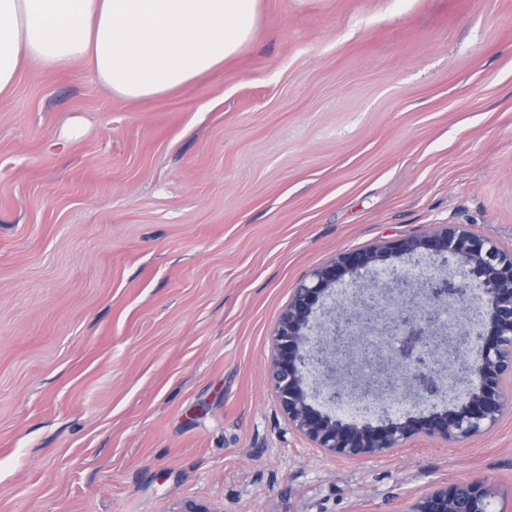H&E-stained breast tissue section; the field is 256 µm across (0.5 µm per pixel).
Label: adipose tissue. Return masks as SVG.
Returning a JSON list of instances; mask_svg holds the SVG:
<instances>
[{
	"mask_svg": "<svg viewBox=\"0 0 512 512\" xmlns=\"http://www.w3.org/2000/svg\"><path fill=\"white\" fill-rule=\"evenodd\" d=\"M257 0H0V96L26 64L88 63L113 95L142 101L223 65L251 38Z\"/></svg>",
	"mask_w": 512,
	"mask_h": 512,
	"instance_id": "adipose-tissue-1",
	"label": "adipose tissue"
}]
</instances>
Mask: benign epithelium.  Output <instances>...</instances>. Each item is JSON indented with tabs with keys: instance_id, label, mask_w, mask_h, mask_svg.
Segmentation results:
<instances>
[{
	"instance_id": "benign-epithelium-1",
	"label": "benign epithelium",
	"mask_w": 512,
	"mask_h": 512,
	"mask_svg": "<svg viewBox=\"0 0 512 512\" xmlns=\"http://www.w3.org/2000/svg\"><path fill=\"white\" fill-rule=\"evenodd\" d=\"M426 251L448 256L434 279L386 264ZM344 303L324 308L336 284ZM475 348L479 359H461ZM270 379L292 428L324 452L367 460L428 438L467 440L496 425L512 380V251L460 224L340 252L295 288L274 329ZM448 401L392 418L404 400ZM494 491L461 480L410 512H490Z\"/></svg>"
}]
</instances>
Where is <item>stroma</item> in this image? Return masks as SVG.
I'll use <instances>...</instances> for the list:
<instances>
[{
	"label": "stroma",
	"instance_id": "35a3bbf8",
	"mask_svg": "<svg viewBox=\"0 0 512 512\" xmlns=\"http://www.w3.org/2000/svg\"><path fill=\"white\" fill-rule=\"evenodd\" d=\"M461 224L512 250V0H258L166 96L32 66L0 98V512H512V381L477 438L362 461L269 380L295 287ZM493 495L484 480H461L421 496L410 512H490Z\"/></svg>",
	"mask_w": 512,
	"mask_h": 512
}]
</instances>
